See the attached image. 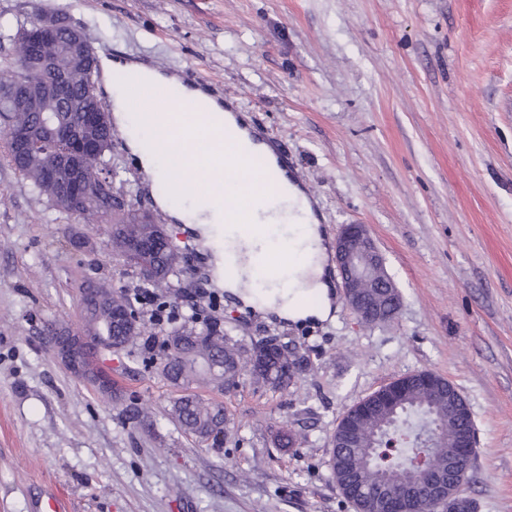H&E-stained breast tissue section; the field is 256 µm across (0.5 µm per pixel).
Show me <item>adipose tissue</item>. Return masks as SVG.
Listing matches in <instances>:
<instances>
[{
    "label": "adipose tissue",
    "instance_id": "ef3b65f1",
    "mask_svg": "<svg viewBox=\"0 0 512 512\" xmlns=\"http://www.w3.org/2000/svg\"><path fill=\"white\" fill-rule=\"evenodd\" d=\"M100 69L112 101V121L127 131L128 147L138 165L167 192L161 205L183 198L179 221L194 228L203 245L213 254L215 275L224 289L265 313L297 321L326 320L332 311L327 276L326 237L312 212L306 194L288 178L276 182L253 180V156L274 164L276 157L269 146L252 142L241 119L225 111L222 103L206 91L184 84L177 76L131 62H119L101 55ZM147 88L172 90L193 100L192 117L180 112H136L130 106L134 92ZM207 132L205 154L209 164L202 177L207 183L204 197L191 196L182 181L183 173L192 171L196 157L193 132ZM232 132L237 163L224 164V134ZM241 258L238 277L224 275L225 250ZM295 255L285 287L253 288L249 280L258 263L277 255Z\"/></svg>",
    "mask_w": 512,
    "mask_h": 512
}]
</instances>
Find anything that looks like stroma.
<instances>
[{
    "label": "stroma",
    "instance_id": "1",
    "mask_svg": "<svg viewBox=\"0 0 512 512\" xmlns=\"http://www.w3.org/2000/svg\"><path fill=\"white\" fill-rule=\"evenodd\" d=\"M53 14L89 31L96 52L163 72H194L288 155L329 237L368 225L403 297L366 324L331 268L334 320L292 323L228 297L213 255L158 205L114 138L106 156L132 206L164 224L184 272L166 294L175 320L219 319L243 348L272 336L308 362L272 390L243 375L231 392L196 388L231 419L220 448L168 410L181 390L143 340L105 352L114 397L67 371L46 325L83 326L92 282L139 276L112 254L111 219L52 209L10 164L0 138V512H356L330 470L343 412L406 374L430 370L468 403L476 512H512V0H0V70L18 25ZM90 239L72 247V232ZM207 290L215 307L190 308ZM305 435L279 446L278 432Z\"/></svg>",
    "mask_w": 512,
    "mask_h": 512
}]
</instances>
